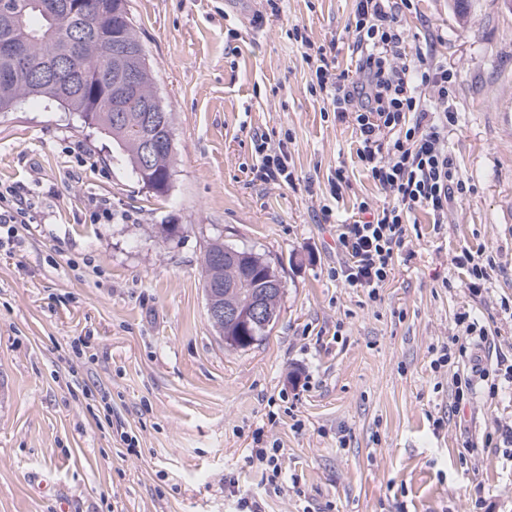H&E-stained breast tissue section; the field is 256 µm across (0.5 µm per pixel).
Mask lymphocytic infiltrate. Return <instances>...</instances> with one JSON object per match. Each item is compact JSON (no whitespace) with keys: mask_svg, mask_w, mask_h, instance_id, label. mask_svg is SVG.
<instances>
[{"mask_svg":"<svg viewBox=\"0 0 512 512\" xmlns=\"http://www.w3.org/2000/svg\"><path fill=\"white\" fill-rule=\"evenodd\" d=\"M411 0H355L353 39L355 69L338 70L336 59L318 46L306 60L315 77V90L330 100L337 118H351L358 133L359 162L391 201L372 209L359 204L358 219L336 227V249L343 260L336 278L351 288L367 289L377 297L389 279L396 252L406 243L407 224L417 210L435 218L448 212L454 190L463 189L448 151V69L434 60L432 48L407 49L399 15ZM434 97H425L427 88ZM261 156L257 178L293 182L285 145L269 146L257 138ZM465 330L440 346L433 361L440 369L453 359H472L476 342L486 341L483 328L461 316ZM485 382L489 395L502 383H512V365L473 367L471 374L455 376L454 406L468 403L476 382Z\"/></svg>","mask_w":512,"mask_h":512,"instance_id":"1","label":"lymphocytic infiltrate"}]
</instances>
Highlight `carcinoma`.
<instances>
[{
	"mask_svg": "<svg viewBox=\"0 0 512 512\" xmlns=\"http://www.w3.org/2000/svg\"><path fill=\"white\" fill-rule=\"evenodd\" d=\"M93 0H0V42L9 39L25 44L26 57L20 60L0 56V112L12 109L19 101L33 97L56 103L79 114L112 139L127 156L132 169H138L141 158L142 134L149 123L144 102L155 94L153 75L148 65H141L138 93L126 98L124 118L116 123L109 101L101 98L98 88L104 82L122 77L113 60L114 53L142 47L129 17L127 0H114L112 13L87 9ZM48 54L63 56V64L82 69L83 87L69 91L55 83L36 79L31 63ZM154 136L169 143L168 149L154 158L155 180L148 188L158 194L168 191L164 174L172 170L174 154L172 127L151 126ZM230 246L223 239L207 242L203 253V288L218 287L219 301L243 305L242 290H229L224 283L244 278L256 285L270 278H280L271 259L252 248H233L236 257L215 260ZM282 293L268 292L264 300L269 310L270 324L258 327L247 341L240 339L239 324L231 320L213 323L224 336L225 347L245 350L263 341L271 332L281 310Z\"/></svg>",
	"mask_w": 512,
	"mask_h": 512,
	"instance_id": "carcinoma-1",
	"label": "carcinoma"
}]
</instances>
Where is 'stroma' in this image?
<instances>
[{
    "label": "stroma",
    "mask_w": 512,
    "mask_h": 512,
    "mask_svg": "<svg viewBox=\"0 0 512 512\" xmlns=\"http://www.w3.org/2000/svg\"><path fill=\"white\" fill-rule=\"evenodd\" d=\"M277 3L128 0L172 114L167 193L77 113L0 112V184L36 204L32 223L0 224V512H237L245 496L264 512H512V390L449 409L455 376L512 364V0L402 12L450 73L467 190L443 223L412 215L374 300L336 280V224L388 199L352 120L310 92L303 46L353 68L354 0ZM259 135L287 143L292 184L255 180ZM212 237L266 254L285 285L246 350H225L207 315ZM465 247L493 260L477 297L453 263ZM465 314L487 342L433 371ZM258 428L285 450L286 493L247 461Z\"/></svg>",
    "instance_id": "1"
}]
</instances>
